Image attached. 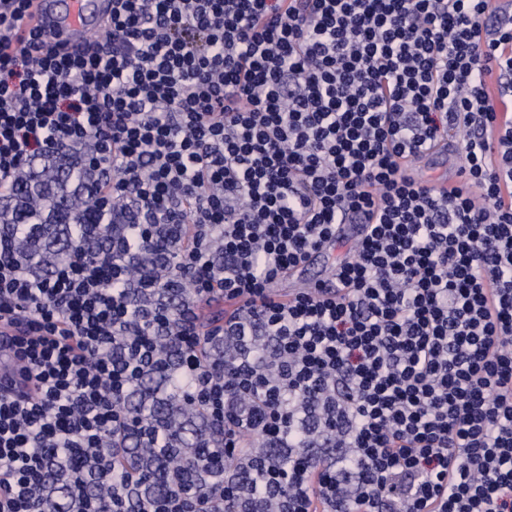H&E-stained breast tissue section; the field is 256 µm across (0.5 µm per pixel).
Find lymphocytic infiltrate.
I'll return each instance as SVG.
<instances>
[{
  "mask_svg": "<svg viewBox=\"0 0 512 512\" xmlns=\"http://www.w3.org/2000/svg\"><path fill=\"white\" fill-rule=\"evenodd\" d=\"M32 2L0 0V512H512V11L112 0L75 50ZM441 145L455 187L406 177ZM46 166L90 202L60 256Z\"/></svg>",
  "mask_w": 512,
  "mask_h": 512,
  "instance_id": "obj_1",
  "label": "lymphocytic infiltrate"
}]
</instances>
